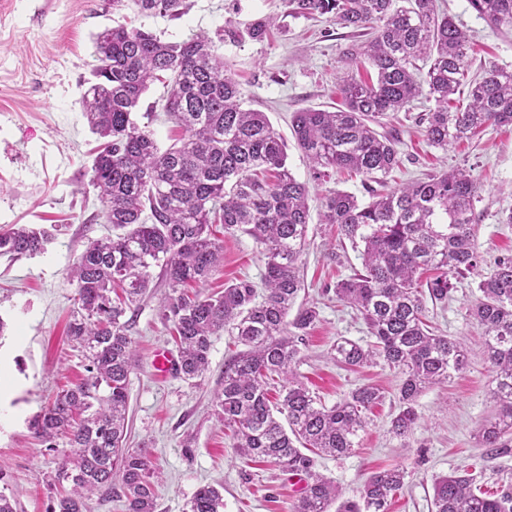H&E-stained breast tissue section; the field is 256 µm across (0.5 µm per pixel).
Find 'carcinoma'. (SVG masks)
<instances>
[{
  "instance_id": "1",
  "label": "carcinoma",
  "mask_w": 512,
  "mask_h": 512,
  "mask_svg": "<svg viewBox=\"0 0 512 512\" xmlns=\"http://www.w3.org/2000/svg\"><path fill=\"white\" fill-rule=\"evenodd\" d=\"M132 2L143 15L178 17L186 0ZM491 27L512 32V0H469ZM293 16L330 14L358 38L344 52L349 66L369 63L376 78H344L342 105L334 111L308 109L293 116L298 148L312 164L314 178L328 182L346 170L385 186L403 164L393 133L370 127L400 112L418 96L435 103L426 113L428 145L446 150L472 140L488 126L512 124V70L496 64L469 82L468 103L453 95L467 76L469 37L437 11L436 0H288ZM94 80L83 94L84 118L106 140L88 171L105 223L112 233L87 242L70 271L76 296L67 337L88 361V375L60 391L29 421L33 433L57 447L64 440L53 485L67 486L47 512H87L94 492L121 482L125 512H155L153 462L144 450L125 448L129 377L135 365L128 328L151 287L152 269L166 285L159 315L168 326L186 381L203 376L212 338L229 330L244 346L224 364V383L215 392L217 414L233 431L235 448L262 458L307 483L293 512H331L340 496L333 481L315 473L304 453L345 456L366 425L365 413L383 398L364 385L332 407L317 403L296 372L299 344L320 318L313 303L297 304L304 290L298 261L307 245L309 187L288 168L280 135L264 113L243 108L244 94L214 41L194 35L164 41L141 28L118 25L94 38ZM429 63L425 75L417 62ZM168 78L170 112L184 135L162 150L148 124L134 114L149 85ZM477 180L452 169L426 181L380 193L367 202L342 190L323 198L321 223L359 252L362 270L341 279L334 293L359 314L374 343L364 347L339 338L336 363L348 369L382 361L401 375L399 411L391 432L406 436L418 420L416 399L448 382L468 363L465 344L434 333L425 298L446 303L449 275L477 267L474 206ZM224 233L241 232L263 248L261 285L237 280L207 296L189 294L224 262ZM51 234L28 224L0 232V256H32L45 250ZM482 297L469 308L483 339L493 373L489 397L496 412L477 432L496 453L512 447V255L496 262L480 281ZM293 318H288L292 308ZM131 317H126V314ZM281 381L274 404L267 384ZM405 471L384 468L370 475L359 499L336 512H388L402 490ZM435 512H512V494L481 490L477 475L454 471L433 479ZM224 497L213 486L200 488L187 512H223Z\"/></svg>"
}]
</instances>
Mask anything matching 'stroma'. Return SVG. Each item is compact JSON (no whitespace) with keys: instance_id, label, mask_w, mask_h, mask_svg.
<instances>
[{"instance_id":"stroma-1","label":"stroma","mask_w":512,"mask_h":512,"mask_svg":"<svg viewBox=\"0 0 512 512\" xmlns=\"http://www.w3.org/2000/svg\"><path fill=\"white\" fill-rule=\"evenodd\" d=\"M189 3L185 14L171 18L138 16L113 8L112 0H0V232L17 224L57 227L44 253L0 256V319L7 324L0 337V487L14 493L16 512H47L45 479L58 462L56 453L34 438L28 419L85 374L83 354L65 336L75 295L68 269L88 239L111 234L112 227L105 224L93 189L76 188L98 145L82 115L81 98L95 64L93 35L119 23L171 42L223 32L218 52L241 82L247 106L265 112L287 145L289 168L310 187L312 220L300 263L307 290L301 299L316 303L320 320L300 346L297 373L329 407L363 385L384 393L353 451L317 458V471L336 482L345 498L355 499L371 473L404 468L405 486L390 512H431L434 477L472 467L481 469L484 491L512 492V451L485 457L476 438L495 408L489 400L492 373L468 315L495 259L512 254V224L502 221L512 210V126L488 128L443 151L423 136L421 118L434 102L415 100L408 110L382 120L384 129L396 131L403 153L390 188L453 168L469 170L480 186L475 204L478 271L454 279L448 302L427 313L439 333L465 342L468 365L447 384L419 396L417 425L407 437H397L390 420L398 408L399 374L381 364L348 370L330 355L338 337L363 345L371 337L362 319L324 293L326 286L360 269L361 261L317 216L328 191H347L364 202L369 194L358 175L314 181L292 131L294 112L341 103L338 76L350 40L329 16L290 15L285 0ZM437 7L467 32L473 69L491 63L512 68V34L491 29L468 0H437ZM269 17L276 18L277 27L264 39H252L251 24ZM167 95V87L152 84L140 105L154 110L150 128L163 148L180 134L164 110ZM264 267L262 248L251 236H225L224 263L199 290L209 295L238 279L259 281ZM158 305V296H146L129 331L137 357L130 375L127 434L128 447L146 450L156 466L155 512H185L207 484L221 488L224 512H292L300 489L295 476L240 456L215 414L213 397L224 382V363L238 351L232 337L224 331L214 336L202 378L159 380L153 374V352L173 343Z\"/></svg>"}]
</instances>
